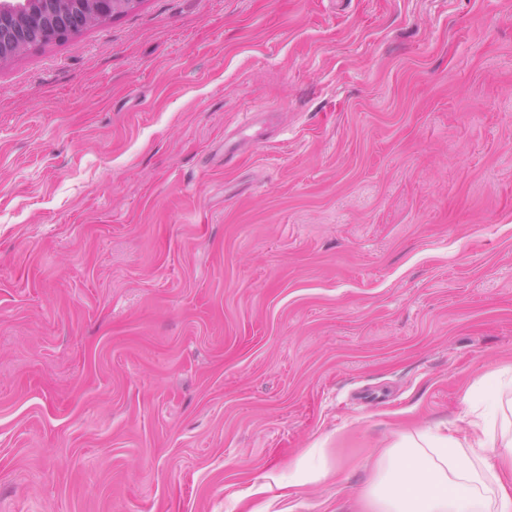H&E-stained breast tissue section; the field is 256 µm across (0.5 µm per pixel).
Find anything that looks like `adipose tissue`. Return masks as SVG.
<instances>
[{
	"instance_id": "adipose-tissue-1",
	"label": "adipose tissue",
	"mask_w": 512,
	"mask_h": 512,
	"mask_svg": "<svg viewBox=\"0 0 512 512\" xmlns=\"http://www.w3.org/2000/svg\"><path fill=\"white\" fill-rule=\"evenodd\" d=\"M490 383L498 397L481 413L446 433L418 430L411 456L378 462L384 491H368L360 512H512V365Z\"/></svg>"
}]
</instances>
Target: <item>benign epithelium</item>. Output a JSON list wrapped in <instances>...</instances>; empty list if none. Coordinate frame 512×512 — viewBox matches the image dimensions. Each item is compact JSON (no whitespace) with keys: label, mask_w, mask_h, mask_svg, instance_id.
Segmentation results:
<instances>
[{"label":"benign epithelium","mask_w":512,"mask_h":512,"mask_svg":"<svg viewBox=\"0 0 512 512\" xmlns=\"http://www.w3.org/2000/svg\"><path fill=\"white\" fill-rule=\"evenodd\" d=\"M54 3L0 0V63L117 17L125 5L136 7L141 0H82V5L73 9H58Z\"/></svg>","instance_id":"1"}]
</instances>
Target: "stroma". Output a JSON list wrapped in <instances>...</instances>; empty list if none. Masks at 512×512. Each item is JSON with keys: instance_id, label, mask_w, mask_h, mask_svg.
<instances>
[{"instance_id": "obj_1", "label": "stroma", "mask_w": 512, "mask_h": 512, "mask_svg": "<svg viewBox=\"0 0 512 512\" xmlns=\"http://www.w3.org/2000/svg\"><path fill=\"white\" fill-rule=\"evenodd\" d=\"M511 362L512 0H141L0 63V512H355Z\"/></svg>"}]
</instances>
